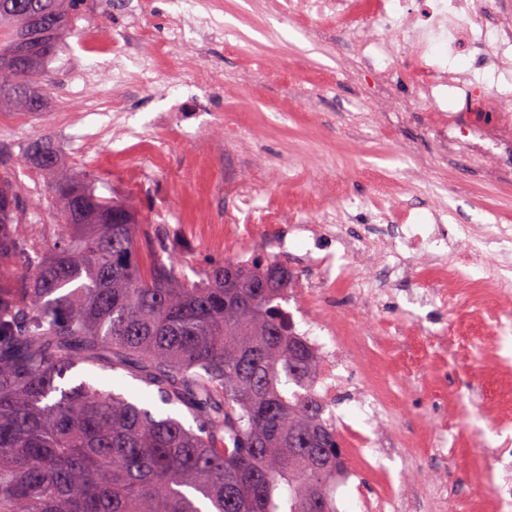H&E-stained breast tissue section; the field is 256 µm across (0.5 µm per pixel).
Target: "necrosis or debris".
Returning <instances> with one entry per match:
<instances>
[{"instance_id":"obj_1","label":"necrosis or debris","mask_w":512,"mask_h":512,"mask_svg":"<svg viewBox=\"0 0 512 512\" xmlns=\"http://www.w3.org/2000/svg\"><path fill=\"white\" fill-rule=\"evenodd\" d=\"M311 13L336 21L361 58L384 62V69L377 73L381 87H388L393 71H401L411 96L398 104V111L425 107L435 112V130L440 137H447L453 118L437 101L436 88L466 85L471 105L490 98L497 108L512 112V90L498 82L500 74L512 71V13L504 12L498 0H288L289 16ZM472 55L491 65V72L475 78L451 69V62ZM80 123L82 145L99 151L129 141L151 145L182 132L170 112L157 113L152 121L137 126L130 124L124 112H88ZM262 219L274 229V237L261 238L260 225H225L224 249L237 262H252L250 246L259 241L273 256L287 253V213L268 211ZM304 335L317 362L313 392L337 432L347 435L356 453L379 447V440L354 429L336 412L342 399L366 408L371 419L380 409L369 387L349 377L347 350L336 340L335 320L326 316L308 320Z\"/></svg>"}]
</instances>
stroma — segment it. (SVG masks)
Wrapping results in <instances>:
<instances>
[{"instance_id": "obj_1", "label": "stroma", "mask_w": 512, "mask_h": 512, "mask_svg": "<svg viewBox=\"0 0 512 512\" xmlns=\"http://www.w3.org/2000/svg\"><path fill=\"white\" fill-rule=\"evenodd\" d=\"M102 19L119 53L142 58L145 73L130 79L102 74L98 89L63 87V68L80 56L83 20L73 18L41 89L43 111L0 144V169L20 198L19 221L50 224L56 204L49 179L26 151L36 144L56 152L97 195L124 201L139 225L143 259L164 251L189 280L211 261H225L220 233L243 220L238 193L247 190L254 212L282 209L292 224L327 220L357 239L373 226L410 224L423 234L443 225L447 236L412 255L407 270L362 252L333 246L336 257V333L361 337L370 360L353 370L371 381L388 405L368 423L353 404L342 405L354 426L400 443L380 461L347 458L368 493L391 490L398 512H492L496 484L490 452L512 448V342L497 337L512 320V265L497 257L492 231L512 228V127L495 111L464 112L465 94L448 96L449 111L490 132L470 138L453 128L445 147L433 132L434 115L375 112L374 77L336 23L316 15L291 19L279 0H203L194 15L179 0H105ZM222 75L200 84L202 71ZM112 109L142 123L157 112L176 113L187 133L205 125L198 142L174 136L162 151L134 142L108 161L77 150L78 115L98 112L101 95ZM445 263L465 278L447 303L420 300L436 287L433 268ZM378 297L368 309L350 302L354 276ZM463 337V353L425 350L419 369H407L409 342ZM123 393L161 410L137 378L80 365V380ZM447 434L445 448L430 438Z\"/></svg>"}]
</instances>
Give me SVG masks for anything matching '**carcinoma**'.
<instances>
[{
	"mask_svg": "<svg viewBox=\"0 0 512 512\" xmlns=\"http://www.w3.org/2000/svg\"><path fill=\"white\" fill-rule=\"evenodd\" d=\"M31 2L0 6V109L42 111L39 83L79 4L42 0L46 52ZM28 151L58 218L17 223L0 174V512H336L342 449L311 390L312 352L277 305L288 266L228 261L189 281L174 259L146 264L125 203ZM82 363L134 375L193 424L87 381L61 386Z\"/></svg>",
	"mask_w": 512,
	"mask_h": 512,
	"instance_id": "1",
	"label": "carcinoma"
}]
</instances>
